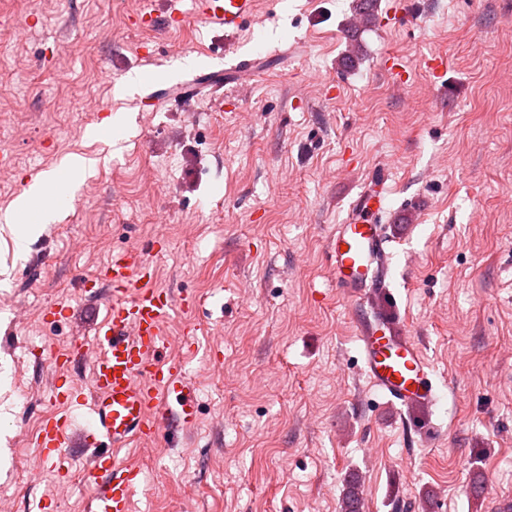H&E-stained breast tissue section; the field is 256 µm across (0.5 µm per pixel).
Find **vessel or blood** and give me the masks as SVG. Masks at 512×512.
<instances>
[{
	"instance_id": "b4317fda",
	"label": "vessel or blood",
	"mask_w": 512,
	"mask_h": 512,
	"mask_svg": "<svg viewBox=\"0 0 512 512\" xmlns=\"http://www.w3.org/2000/svg\"><path fill=\"white\" fill-rule=\"evenodd\" d=\"M257 0H202L201 14L209 23L228 30L241 29L256 11ZM387 176L375 172L371 188L350 203L347 216L328 242L333 278L344 294L356 299L369 288L382 287L387 263V239L381 218L387 209ZM154 268L143 252L127 248L113 253L88 293L98 297L109 289L113 299L92 339H72L65 348L50 352L48 363L58 377L52 397L67 404L75 389L66 379L84 363L86 351L92 384L87 398L91 427L83 443L96 447L90 474L94 484L89 512H130V499L138 484V470L119 452L134 441H154L186 423L193 415V392L178 379L175 364L162 355V325L175 306L190 308V300L175 302L170 291L153 287ZM360 354L371 385L403 406L433 404L436 388L432 367L414 340L396 332L387 319L357 326ZM181 397L178 416H171L169 394ZM67 417L44 420L36 444L44 459L52 460L66 444Z\"/></svg>"
}]
</instances>
